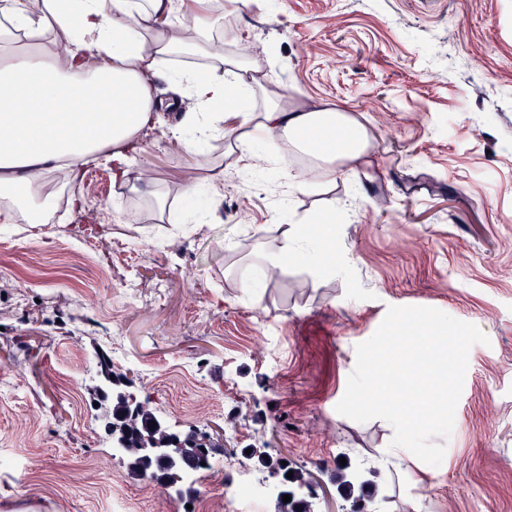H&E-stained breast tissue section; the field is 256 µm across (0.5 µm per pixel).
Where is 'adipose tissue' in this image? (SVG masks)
<instances>
[{
	"label": "adipose tissue",
	"mask_w": 512,
	"mask_h": 512,
	"mask_svg": "<svg viewBox=\"0 0 512 512\" xmlns=\"http://www.w3.org/2000/svg\"><path fill=\"white\" fill-rule=\"evenodd\" d=\"M175 0H0V222L45 224L52 217L44 195L47 176L64 171L78 182L85 166L103 161L112 180L139 189L154 177L134 169L140 134L157 121V82L168 79L197 109L174 130L195 148L210 126L205 111L223 106L246 88L264 105L230 149L240 173L254 167V133L284 134L325 162L327 171L365 161L369 134L356 119L326 105L292 103L272 72L224 52L235 40L216 11L193 25L173 20ZM53 34V49L41 41ZM190 51L198 66L170 73L163 64ZM332 231L319 218L284 230L263 256L268 268L286 260L327 263Z\"/></svg>",
	"instance_id": "adipose-tissue-1"
}]
</instances>
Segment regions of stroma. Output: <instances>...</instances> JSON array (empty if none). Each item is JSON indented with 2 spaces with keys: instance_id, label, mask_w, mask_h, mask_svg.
Here are the masks:
<instances>
[{
  "instance_id": "obj_1",
  "label": "stroma",
  "mask_w": 512,
  "mask_h": 512,
  "mask_svg": "<svg viewBox=\"0 0 512 512\" xmlns=\"http://www.w3.org/2000/svg\"><path fill=\"white\" fill-rule=\"evenodd\" d=\"M237 48L262 45L289 101L325 102L370 134L367 162L329 178L259 134L262 162L205 193L204 224L173 223L177 186L207 179L235 130L185 150L188 100L160 83L159 123L134 164L164 207L88 164L56 179L47 224L0 228V512H208L198 494L149 493L97 419L100 355L170 431L235 454L282 491L315 485L349 512L342 467L375 461L379 512H512V0H238ZM287 157L306 188L277 190ZM331 215L330 265L247 273L285 226ZM439 309L487 336L472 346L453 432L433 467L398 475L394 434L336 410L392 306Z\"/></svg>"
}]
</instances>
